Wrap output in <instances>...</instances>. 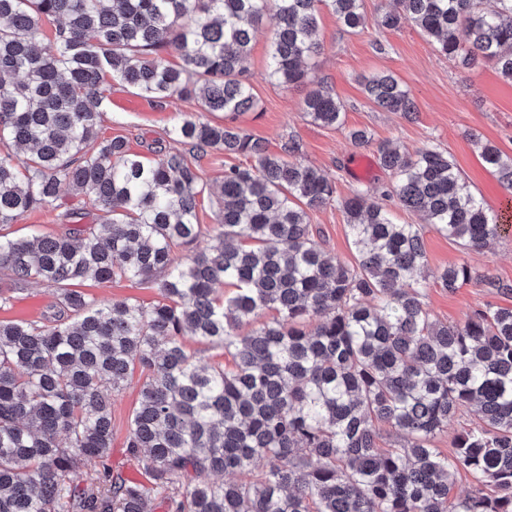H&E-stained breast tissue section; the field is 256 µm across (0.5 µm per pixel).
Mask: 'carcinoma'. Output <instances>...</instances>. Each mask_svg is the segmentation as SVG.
Wrapping results in <instances>:
<instances>
[{"label": "carcinoma", "mask_w": 512, "mask_h": 512, "mask_svg": "<svg viewBox=\"0 0 512 512\" xmlns=\"http://www.w3.org/2000/svg\"><path fill=\"white\" fill-rule=\"evenodd\" d=\"M354 31L363 0H0V143L32 151L19 169L0 153V226L55 205L61 182L99 212V227L57 236L0 235V272L58 288L42 320H0V512H512V309H477L442 323L416 275L423 225L400 224L368 192L340 201L355 262L315 240L309 212L336 186L234 125L257 99L247 78L253 32L275 14L267 77L306 83L321 54L318 14ZM409 20L463 69L490 65L512 81V0H394L374 24ZM174 48L181 63L168 65ZM119 79L156 106L194 96L224 122L183 114L172 140L222 150L217 232L201 236L206 183L187 153L156 162L120 138L99 139L101 86ZM366 99L410 118L416 103L391 73L362 77ZM302 112L327 127L344 105L312 90ZM512 191V156L479 144ZM397 207L469 250L501 235L498 216L450 156L382 144ZM151 283L161 299L100 301L93 280ZM452 292L476 281L512 285L465 264L439 277ZM228 285V295L217 287ZM271 317L261 320L263 314ZM250 326L242 334L239 329ZM224 351L201 366L186 338ZM140 373L127 454L149 484L84 472L112 448V395ZM479 418L451 455L434 448L463 409ZM398 441L380 445L384 432ZM475 479L463 496L455 475ZM247 474L246 481L204 475Z\"/></svg>", "instance_id": "cac0c4a2"}]
</instances>
